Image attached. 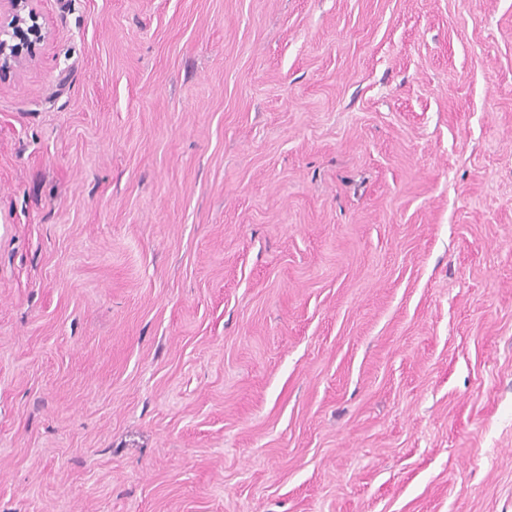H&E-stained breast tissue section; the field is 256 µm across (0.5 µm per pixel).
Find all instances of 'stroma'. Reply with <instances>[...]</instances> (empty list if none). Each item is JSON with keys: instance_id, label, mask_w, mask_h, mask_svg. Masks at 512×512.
I'll use <instances>...</instances> for the list:
<instances>
[{"instance_id": "35a3bbf8", "label": "stroma", "mask_w": 512, "mask_h": 512, "mask_svg": "<svg viewBox=\"0 0 512 512\" xmlns=\"http://www.w3.org/2000/svg\"><path fill=\"white\" fill-rule=\"evenodd\" d=\"M38 8L0 512H512V0Z\"/></svg>"}]
</instances>
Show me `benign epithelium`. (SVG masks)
<instances>
[{
    "mask_svg": "<svg viewBox=\"0 0 512 512\" xmlns=\"http://www.w3.org/2000/svg\"><path fill=\"white\" fill-rule=\"evenodd\" d=\"M38 0H0V71L21 69L48 38Z\"/></svg>",
    "mask_w": 512,
    "mask_h": 512,
    "instance_id": "7a95c632",
    "label": "benign epithelium"
}]
</instances>
